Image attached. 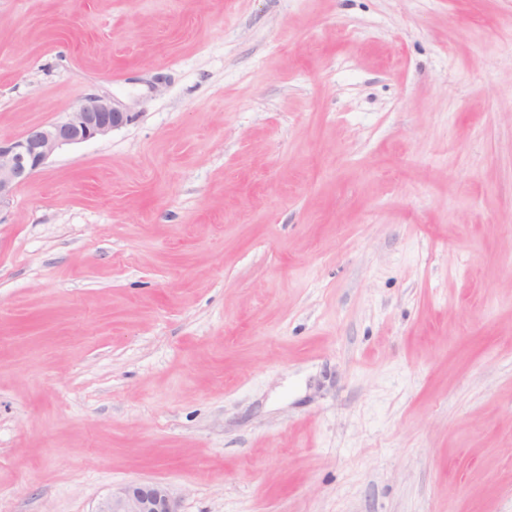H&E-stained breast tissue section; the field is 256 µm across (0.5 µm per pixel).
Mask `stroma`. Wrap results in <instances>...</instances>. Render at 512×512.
Segmentation results:
<instances>
[{
	"instance_id": "stroma-1",
	"label": "stroma",
	"mask_w": 512,
	"mask_h": 512,
	"mask_svg": "<svg viewBox=\"0 0 512 512\" xmlns=\"http://www.w3.org/2000/svg\"><path fill=\"white\" fill-rule=\"evenodd\" d=\"M0 512H512V0H0ZM132 119L113 101L92 98L64 120L35 125L15 139H0V211L56 150L105 136ZM96 512H180L178 501L162 484H131L104 499Z\"/></svg>"
}]
</instances>
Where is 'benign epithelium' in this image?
<instances>
[{
  "mask_svg": "<svg viewBox=\"0 0 512 512\" xmlns=\"http://www.w3.org/2000/svg\"><path fill=\"white\" fill-rule=\"evenodd\" d=\"M133 116L110 100L92 98L64 120L38 124L15 139H0V208L58 149L105 136ZM97 512H180L162 484H131L104 499Z\"/></svg>",
  "mask_w": 512,
  "mask_h": 512,
  "instance_id": "1",
  "label": "benign epithelium"
}]
</instances>
